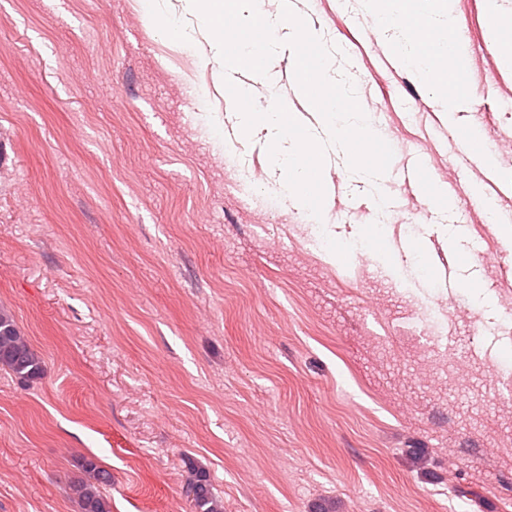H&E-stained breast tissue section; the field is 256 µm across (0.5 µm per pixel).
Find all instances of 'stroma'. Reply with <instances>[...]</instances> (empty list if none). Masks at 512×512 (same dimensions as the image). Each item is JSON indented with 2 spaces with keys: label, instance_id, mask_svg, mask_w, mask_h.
<instances>
[{
  "label": "stroma",
  "instance_id": "35a3bbf8",
  "mask_svg": "<svg viewBox=\"0 0 512 512\" xmlns=\"http://www.w3.org/2000/svg\"><path fill=\"white\" fill-rule=\"evenodd\" d=\"M291 5L393 150L383 209L326 160L320 236L267 192L263 136L213 139L234 100L210 36L162 32L188 0H0V308L44 362L0 369V512H81L90 457L111 512H191L190 461L224 512H512V243L485 211L512 213L487 184L512 168V74L485 2H455L451 115L454 76L384 47L427 32ZM253 92L314 119L289 49ZM414 154L451 213L405 179Z\"/></svg>",
  "mask_w": 512,
  "mask_h": 512
}]
</instances>
